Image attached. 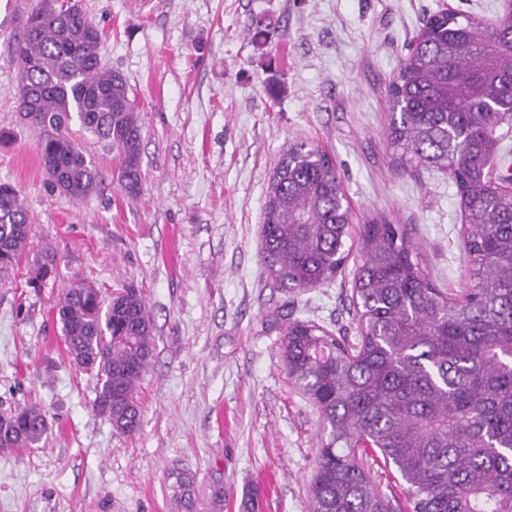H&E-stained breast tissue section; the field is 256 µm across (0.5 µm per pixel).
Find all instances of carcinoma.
<instances>
[{"label":"carcinoma","mask_w":512,"mask_h":512,"mask_svg":"<svg viewBox=\"0 0 512 512\" xmlns=\"http://www.w3.org/2000/svg\"><path fill=\"white\" fill-rule=\"evenodd\" d=\"M99 28L74 0H36L24 36L17 110L39 132L43 164L84 200L102 174L68 134L73 118L117 149L124 191L141 184V126L124 76L106 68ZM391 142L416 163L449 170L468 210L463 244L470 283L452 298L435 286L399 224H366L353 303L360 340L350 345L309 321L281 343L288 376L318 407L328 439L311 487V512H392L356 451L365 442L408 485L411 512H512V194L490 163L512 127V19L494 26L440 11L421 28L388 86ZM335 159L299 145L270 178L261 228L269 277L288 291L336 277L350 250L351 215ZM31 234L19 192L0 185V271L16 265ZM44 251L30 288L53 273ZM67 350L99 381L94 411L124 435L140 425L138 400L153 354L141 291L106 298L84 280L62 294ZM48 424L29 407L0 414V449L37 448ZM182 512H196L194 478L177 474Z\"/></svg>","instance_id":"cac0c4a2"}]
</instances>
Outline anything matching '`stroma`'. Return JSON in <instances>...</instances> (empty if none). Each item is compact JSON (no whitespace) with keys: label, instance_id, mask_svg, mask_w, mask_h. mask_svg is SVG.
<instances>
[{"label":"stroma","instance_id":"1","mask_svg":"<svg viewBox=\"0 0 512 512\" xmlns=\"http://www.w3.org/2000/svg\"><path fill=\"white\" fill-rule=\"evenodd\" d=\"M33 2L0 0V184L19 190L33 224L26 254L0 276V413L37 407L49 431L43 446L0 457V512H178L179 470L194 475L199 499L223 487L229 512L249 493L260 512H310L323 422L289 378L281 341L290 319L357 341L356 259L322 286L278 288L260 256L269 178L291 147L330 153L352 235L404 225L437 288L461 294L460 198L447 172L391 144L387 89L429 16L449 9L493 24L505 0H80L141 125L131 196L116 151L71 122L103 176L84 201L52 187L16 111L12 46ZM259 26L274 38L255 41ZM46 248L56 273L29 288ZM77 278L106 296L135 286L147 302L155 347L135 434L93 411L96 375L67 351L57 304ZM359 458L407 512L394 468L368 450Z\"/></svg>","mask_w":512,"mask_h":512}]
</instances>
